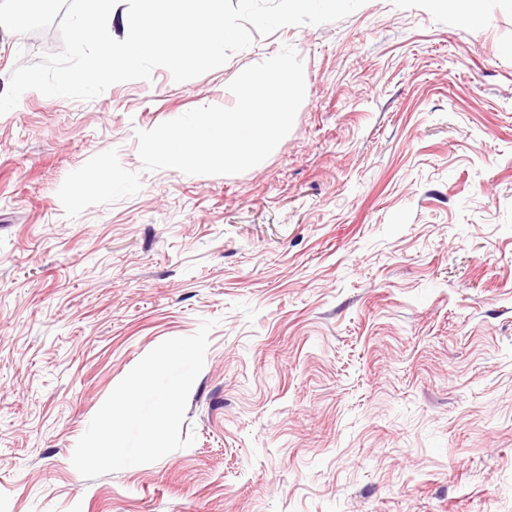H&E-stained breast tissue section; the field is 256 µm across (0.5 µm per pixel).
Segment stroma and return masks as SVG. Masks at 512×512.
<instances>
[{"mask_svg": "<svg viewBox=\"0 0 512 512\" xmlns=\"http://www.w3.org/2000/svg\"><path fill=\"white\" fill-rule=\"evenodd\" d=\"M287 45L305 98L263 162L143 170L136 130ZM62 48L0 28V93ZM209 319L194 444L83 478L112 390ZM0 512H512V0H367L0 115Z\"/></svg>", "mask_w": 512, "mask_h": 512, "instance_id": "stroma-1", "label": "stroma"}]
</instances>
